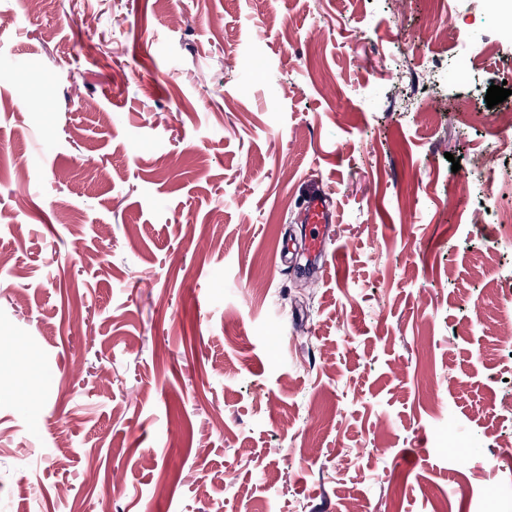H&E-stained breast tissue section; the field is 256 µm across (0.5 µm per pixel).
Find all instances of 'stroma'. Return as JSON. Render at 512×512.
Returning a JSON list of instances; mask_svg holds the SVG:
<instances>
[{"instance_id": "1", "label": "stroma", "mask_w": 512, "mask_h": 512, "mask_svg": "<svg viewBox=\"0 0 512 512\" xmlns=\"http://www.w3.org/2000/svg\"><path fill=\"white\" fill-rule=\"evenodd\" d=\"M502 83L492 0H0V512L504 487L512 252L473 222L512 207ZM319 191L343 263L302 278Z\"/></svg>"}]
</instances>
